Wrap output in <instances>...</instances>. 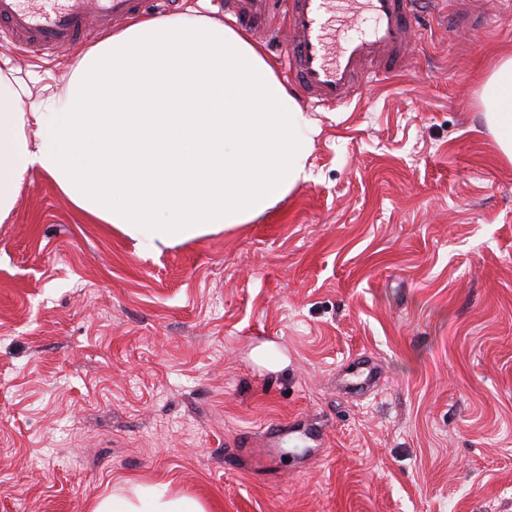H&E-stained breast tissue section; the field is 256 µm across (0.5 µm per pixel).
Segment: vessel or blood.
<instances>
[{"label": "vessel or blood", "instance_id": "1", "mask_svg": "<svg viewBox=\"0 0 512 512\" xmlns=\"http://www.w3.org/2000/svg\"><path fill=\"white\" fill-rule=\"evenodd\" d=\"M424 0H288L290 34L281 63L313 105H341L399 72L410 55ZM146 0H0V44L23 39L37 51L77 45L144 12ZM277 0H224L250 31H269Z\"/></svg>", "mask_w": 512, "mask_h": 512}]
</instances>
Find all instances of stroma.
Here are the masks:
<instances>
[{
	"instance_id": "1",
	"label": "stroma",
	"mask_w": 512,
	"mask_h": 512,
	"mask_svg": "<svg viewBox=\"0 0 512 512\" xmlns=\"http://www.w3.org/2000/svg\"><path fill=\"white\" fill-rule=\"evenodd\" d=\"M495 3L454 38L428 9L396 76L303 104L311 177L252 223L150 251L30 174L0 223V512H512ZM83 53L5 51L31 105ZM360 357L382 379L353 394ZM202 505L192 497L180 496L166 498L164 495L144 501H136L119 493L100 499L92 512H204Z\"/></svg>"
}]
</instances>
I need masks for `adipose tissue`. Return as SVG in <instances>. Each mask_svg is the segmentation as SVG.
Masks as SVG:
<instances>
[{"mask_svg":"<svg viewBox=\"0 0 512 512\" xmlns=\"http://www.w3.org/2000/svg\"><path fill=\"white\" fill-rule=\"evenodd\" d=\"M0 59V223L30 173L79 211L157 250L250 223L311 176L315 122L261 48L206 17L141 16L64 73V97L23 112ZM512 163V58L482 92ZM92 512H204L192 497L116 493Z\"/></svg>","mask_w":512,"mask_h":512,"instance_id":"obj_1","label":"adipose tissue"}]
</instances>
